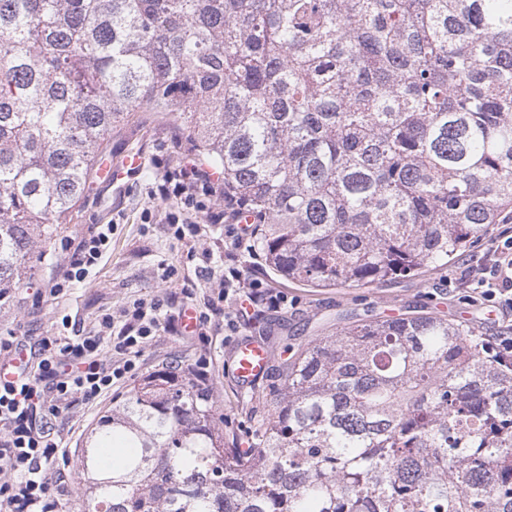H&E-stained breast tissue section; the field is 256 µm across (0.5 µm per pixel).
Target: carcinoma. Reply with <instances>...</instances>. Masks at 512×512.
I'll return each instance as SVG.
<instances>
[{"label":"carcinoma","instance_id":"carcinoma-1","mask_svg":"<svg viewBox=\"0 0 512 512\" xmlns=\"http://www.w3.org/2000/svg\"><path fill=\"white\" fill-rule=\"evenodd\" d=\"M167 112L273 274L371 287L512 208V0H0V306L112 127ZM234 428L154 372L74 462L81 512H512V362L448 320L358 318Z\"/></svg>","mask_w":512,"mask_h":512}]
</instances>
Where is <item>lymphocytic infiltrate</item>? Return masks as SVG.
<instances>
[{
	"mask_svg": "<svg viewBox=\"0 0 512 512\" xmlns=\"http://www.w3.org/2000/svg\"><path fill=\"white\" fill-rule=\"evenodd\" d=\"M170 202L173 236L195 245L201 223L220 224L232 244L222 254L204 251L202 279L218 290L217 300L196 317L200 341H207L212 316L236 335L248 313L278 310L283 293L245 275L237 254L249 232L230 221L237 203L224 201V179L199 159L165 168L155 189ZM112 242V227L62 241L66 263L46 285L50 295L83 281ZM473 300L488 302L512 318V231H502L483 257L468 268ZM167 298H138L114 313L103 314L96 331L60 339L45 336L35 343L0 336V357L20 358L14 379L0 380V512H58L65 474L58 466L61 426L77 403H92L111 394L142 371L141 356L162 328Z\"/></svg>",
	"mask_w": 512,
	"mask_h": 512,
	"instance_id": "1",
	"label": "lymphocytic infiltrate"
}]
</instances>
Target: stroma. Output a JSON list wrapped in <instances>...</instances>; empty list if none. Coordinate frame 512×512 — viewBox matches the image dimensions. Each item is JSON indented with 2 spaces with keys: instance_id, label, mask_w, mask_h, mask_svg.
I'll list each match as a JSON object with an SVG mask.
<instances>
[{
  "instance_id": "1",
  "label": "stroma",
  "mask_w": 512,
  "mask_h": 512,
  "mask_svg": "<svg viewBox=\"0 0 512 512\" xmlns=\"http://www.w3.org/2000/svg\"><path fill=\"white\" fill-rule=\"evenodd\" d=\"M174 124L172 116L142 112L112 130L102 145L107 160L114 161L134 151L143 155V168L117 184L103 181L96 174L91 176L72 219L60 225L50 239L38 244L30 277L12 291L6 305L0 306V334L10 333L30 342L44 336H68L76 329H92L99 314L117 310L130 300L158 294L172 297L169 312L173 315L192 305L203 306L207 288L198 287L187 293L180 284L170 285L161 280L163 265H176L190 276L202 263L200 256L189 254L184 244L173 239L165 219L168 206L148 196L161 168L177 159L168 146V134ZM112 220L117 223L112 248L85 281L66 289L59 297L45 294L34 299L35 288L45 286L52 272L66 261L61 240L85 233L91 225ZM510 226L512 212L508 211L497 224L491 225L490 236L448 266L426 269L369 288H310L298 283H279L261 258L248 256L245 270L276 284L278 290L287 294L289 302L281 310L248 316L239 333L257 336L265 329L274 333L285 331L289 334L288 344L294 349L309 343L316 333L334 331L336 315L348 311L385 319L426 313L470 327L483 337L498 335L505 325L504 318L472 300L462 273L468 263L487 252L492 234ZM199 347L195 336L161 331L144 350V370L149 373L175 360L194 362ZM231 348V343L221 340L212 346L217 363L211 382L218 407L227 420L236 422L251 391L227 376L225 368ZM108 406V401L103 400L92 405L79 404L71 410L61 434L67 454H74L87 429Z\"/></svg>"
}]
</instances>
